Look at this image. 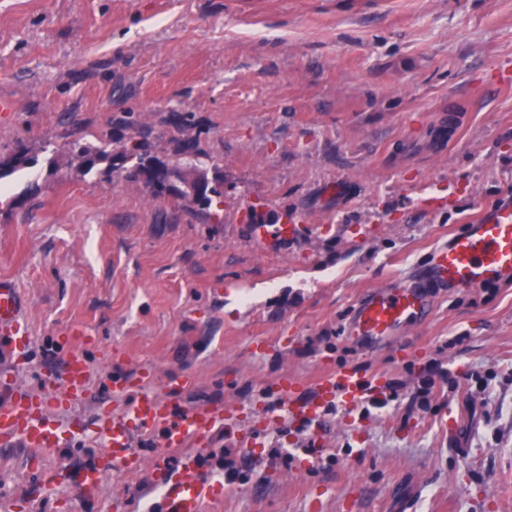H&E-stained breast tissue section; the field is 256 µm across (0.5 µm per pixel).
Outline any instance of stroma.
<instances>
[{
  "mask_svg": "<svg viewBox=\"0 0 512 512\" xmlns=\"http://www.w3.org/2000/svg\"><path fill=\"white\" fill-rule=\"evenodd\" d=\"M512 0H0V279L24 297L26 365L0 353V386L59 381L73 327L91 386L68 416L83 445L39 453L0 440V512H149L150 463L183 449L139 440L147 466L87 500L99 409L114 378L155 373L178 404L221 405L234 434L202 456L223 491L208 512H512V284L426 285L428 317L385 347L351 343L370 288L421 279L432 251L512 199ZM147 127L169 161L190 137L221 204L199 214L73 144L124 151ZM278 210L309 237L250 242ZM447 371L427 401L430 363ZM344 365L386 407L329 404L321 441L270 427L279 377L310 386ZM262 445L246 446L250 434Z\"/></svg>",
  "mask_w": 512,
  "mask_h": 512,
  "instance_id": "obj_1",
  "label": "stroma"
}]
</instances>
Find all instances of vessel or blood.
<instances>
[{"mask_svg":"<svg viewBox=\"0 0 512 512\" xmlns=\"http://www.w3.org/2000/svg\"><path fill=\"white\" fill-rule=\"evenodd\" d=\"M309 219L296 210H281L275 224L251 225V240L261 249L282 241L299 239L307 231ZM429 281L460 290H479L490 285L512 284V200L498 203L464 232L455 234L448 246L436 249L426 270ZM22 298L12 282L0 280V346L9 347L17 363H24L29 332L21 319ZM430 309L429 298L416 286L373 288L355 304L347 332L359 345L384 347ZM89 378V364L83 352L66 350L60 393L68 406L77 405ZM301 385L282 382L278 408L296 425L309 426L326 403L343 399L356 403L368 398V387L360 370L343 366L323 377L307 400H299ZM227 422L218 406L184 408L160 398L150 387L122 414L107 415L100 421L105 439L96 463L84 469L80 478L83 497L96 494L103 474L115 469H141L143 457L134 447L135 437L160 433L165 448H183L187 454L180 470L159 473L162 489L161 512H203L204 503L217 497L219 483L205 477L200 455L210 446L216 432ZM0 437L20 440L29 448L59 445L54 398L14 388L0 401Z\"/></svg>","mask_w":512,"mask_h":512,"instance_id":"obj_1","label":"vessel or blood"}]
</instances>
